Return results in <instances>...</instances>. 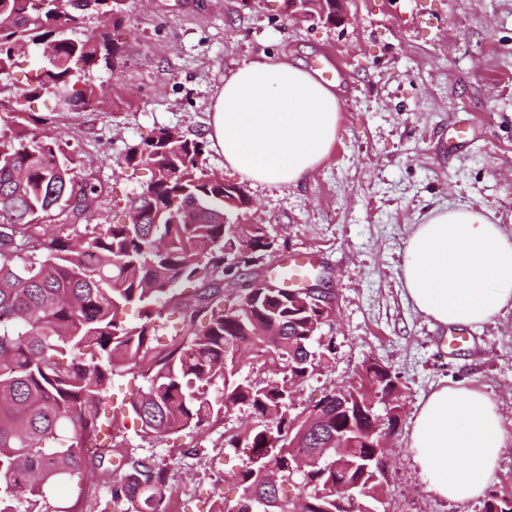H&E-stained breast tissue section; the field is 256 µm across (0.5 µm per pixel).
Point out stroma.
<instances>
[{
	"label": "stroma",
	"instance_id": "stroma-1",
	"mask_svg": "<svg viewBox=\"0 0 512 512\" xmlns=\"http://www.w3.org/2000/svg\"><path fill=\"white\" fill-rule=\"evenodd\" d=\"M348 8L345 24L329 26L287 16L284 0H127L124 58L95 74L100 104L73 112L51 94L33 110L54 116L106 185L88 219L109 224L148 178L125 176L128 148L160 127L205 138L228 71L280 53L328 70L344 101L331 154L298 185L243 184L276 241L266 276L276 278L279 260H312L335 307L322 329L334 359L300 386L295 408L348 387L364 363L388 366L401 415L387 443L385 512H484V499L435 495L406 442L433 385L469 380L497 403L507 435L489 490L512 495V309L465 328L466 342L449 348L447 327L414 309L400 270L412 224L437 205L486 208L512 233V0H350ZM248 420L237 410L201 433L198 456L183 455L176 435L125 437L135 455L176 456L172 500L199 507L218 491L236 496L226 475L242 457L225 452L224 431Z\"/></svg>",
	"mask_w": 512,
	"mask_h": 512
}]
</instances>
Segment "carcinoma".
<instances>
[{
  "label": "carcinoma",
  "mask_w": 512,
  "mask_h": 512,
  "mask_svg": "<svg viewBox=\"0 0 512 512\" xmlns=\"http://www.w3.org/2000/svg\"><path fill=\"white\" fill-rule=\"evenodd\" d=\"M87 13L102 17L104 35L77 33ZM124 14L125 0H0V81L43 47L29 59L32 75L13 116L0 124V512H47L48 491L95 481L107 486L112 512H170L173 462L120 451L126 421L142 439L176 432L192 439L241 409L250 424L224 439L246 456L235 474L239 499L229 508L217 494L208 512H257L262 500L270 512H298L286 490L298 476L309 501L327 498L332 509L336 490L319 497L317 485L336 478L357 486L361 495L345 512H362L382 492L367 465L369 417L336 412L329 391L307 433L293 428L288 379L306 380L331 364L332 342H317L328 315L298 304L303 288H258L247 302L235 295L230 284L251 271H226L223 217L244 216L251 199L203 167V142L158 129L121 160L133 176L151 172L124 206L125 218L134 213L137 222L71 226L105 189L31 103L59 89L70 110H88L98 91L73 66L89 72L115 64ZM32 122L48 132L29 136ZM247 248L246 261L274 253L258 227ZM199 280L204 286L187 292ZM167 303L182 328L163 344L156 317ZM130 307L135 323L120 318ZM248 343L262 348L278 378L241 374L238 352ZM117 365L144 385L114 406ZM397 388V377L372 363L348 391L362 405ZM336 434L344 446L329 443ZM485 512H512V496H491Z\"/></svg>",
  "instance_id": "obj_1"
}]
</instances>
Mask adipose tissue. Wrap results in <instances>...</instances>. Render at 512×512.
<instances>
[{
	"instance_id": "obj_1",
	"label": "adipose tissue",
	"mask_w": 512,
	"mask_h": 512,
	"mask_svg": "<svg viewBox=\"0 0 512 512\" xmlns=\"http://www.w3.org/2000/svg\"><path fill=\"white\" fill-rule=\"evenodd\" d=\"M343 103L335 83L263 55L224 77L207 139L224 167L260 185L295 186L331 152ZM400 280L413 307L443 326H479L512 308V234L489 211L427 210L407 240ZM408 447L437 496L483 497L506 446L496 403L463 381L441 382L421 403Z\"/></svg>"
}]
</instances>
